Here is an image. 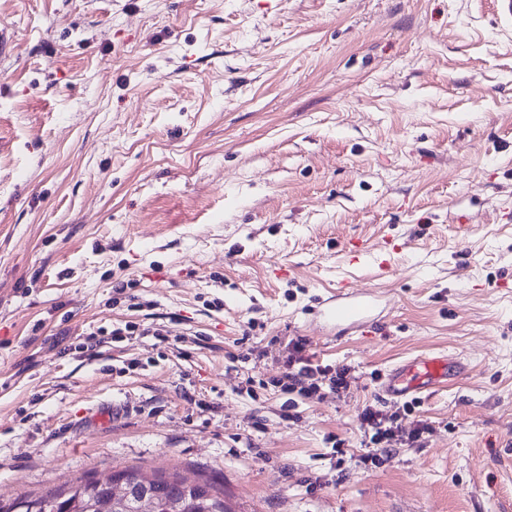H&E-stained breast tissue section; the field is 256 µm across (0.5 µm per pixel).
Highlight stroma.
<instances>
[{
	"label": "stroma",
	"mask_w": 512,
	"mask_h": 512,
	"mask_svg": "<svg viewBox=\"0 0 512 512\" xmlns=\"http://www.w3.org/2000/svg\"><path fill=\"white\" fill-rule=\"evenodd\" d=\"M1 29L0 502L135 467L230 512H512L497 0H0ZM341 279L367 327L314 314ZM296 337L346 395L286 408ZM429 352L468 373L364 465L381 373Z\"/></svg>",
	"instance_id": "35a3bbf8"
}]
</instances>
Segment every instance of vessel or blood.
<instances>
[{"instance_id": "1", "label": "vessel or blood", "mask_w": 512, "mask_h": 512, "mask_svg": "<svg viewBox=\"0 0 512 512\" xmlns=\"http://www.w3.org/2000/svg\"><path fill=\"white\" fill-rule=\"evenodd\" d=\"M375 305L373 295L358 292L346 280L337 282L335 294L323 303L322 314L339 326L362 327ZM467 370L460 358L444 353L420 356L389 368L379 388L390 400L415 397L439 385L456 382Z\"/></svg>"}]
</instances>
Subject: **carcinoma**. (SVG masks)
Masks as SVG:
<instances>
[{"instance_id": "obj_1", "label": "carcinoma", "mask_w": 512, "mask_h": 512, "mask_svg": "<svg viewBox=\"0 0 512 512\" xmlns=\"http://www.w3.org/2000/svg\"><path fill=\"white\" fill-rule=\"evenodd\" d=\"M0 512H230L224 492L208 480L148 476L125 469L107 477L84 476L68 489L24 498Z\"/></svg>"}]
</instances>
